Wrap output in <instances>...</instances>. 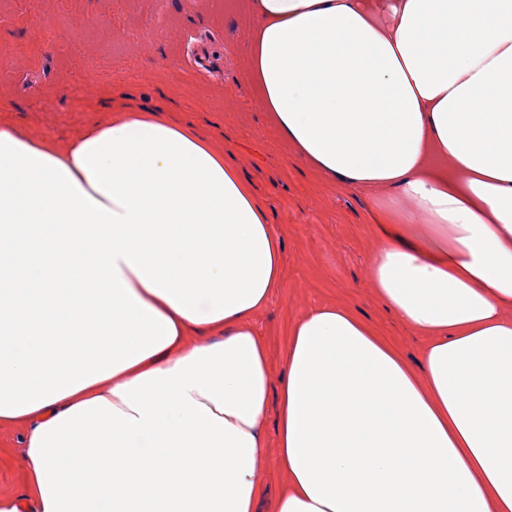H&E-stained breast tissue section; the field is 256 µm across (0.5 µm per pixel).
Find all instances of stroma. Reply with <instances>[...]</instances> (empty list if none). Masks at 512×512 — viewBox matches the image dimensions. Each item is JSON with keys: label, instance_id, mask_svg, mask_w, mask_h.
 <instances>
[{"label": "stroma", "instance_id": "stroma-1", "mask_svg": "<svg viewBox=\"0 0 512 512\" xmlns=\"http://www.w3.org/2000/svg\"><path fill=\"white\" fill-rule=\"evenodd\" d=\"M252 16L240 0H0V123L65 149L119 111L195 128L251 182L284 241L281 288L253 325L280 379L289 323L347 304L418 364L423 337L370 284L371 224L390 188L337 185L306 167L247 80Z\"/></svg>", "mask_w": 512, "mask_h": 512}]
</instances>
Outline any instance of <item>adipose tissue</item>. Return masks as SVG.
<instances>
[{
	"mask_svg": "<svg viewBox=\"0 0 512 512\" xmlns=\"http://www.w3.org/2000/svg\"><path fill=\"white\" fill-rule=\"evenodd\" d=\"M244 5L298 158L414 206L378 208L370 267L420 364L327 304L272 385L282 238L191 128L124 112L61 153L0 126V428L29 426L0 512H512V0ZM274 417V409H271L267 425L268 458L266 463V480L271 485L272 492H274L281 483V477L277 470V440L274 427Z\"/></svg>",
	"mask_w": 512,
	"mask_h": 512,
	"instance_id": "1",
	"label": "adipose tissue"
}]
</instances>
